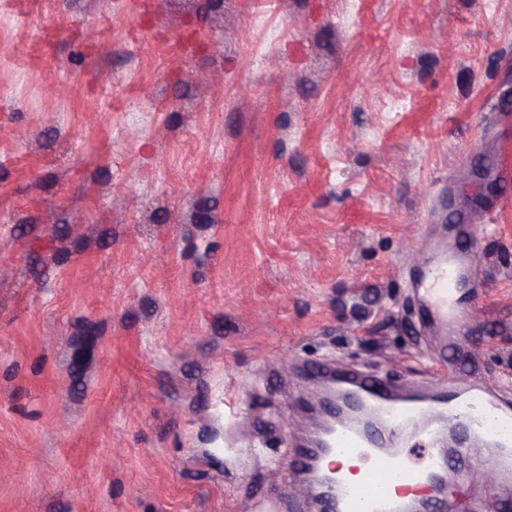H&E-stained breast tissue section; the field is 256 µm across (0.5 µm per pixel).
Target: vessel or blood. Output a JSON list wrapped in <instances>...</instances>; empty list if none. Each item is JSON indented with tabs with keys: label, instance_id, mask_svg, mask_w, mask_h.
<instances>
[{
	"label": "vessel or blood",
	"instance_id": "vessel-or-blood-1",
	"mask_svg": "<svg viewBox=\"0 0 512 512\" xmlns=\"http://www.w3.org/2000/svg\"><path fill=\"white\" fill-rule=\"evenodd\" d=\"M472 265L470 252H442L422 260L410 282L427 325L438 336L444 338L450 327L468 317L459 292ZM447 351L443 342L430 363L440 386L429 396L404 395L387 377L329 366L328 380L366 420L384 422L385 434L406 437L424 454L410 460L378 447L374 436L337 423L323 437L324 453L306 448L292 458L300 471L316 457L323 468L333 469L336 496L325 501L326 512H406L410 496L418 492L425 495L427 512H436L437 501L426 490L445 466L472 472L489 464L512 465V407L483 390L452 395Z\"/></svg>",
	"mask_w": 512,
	"mask_h": 512
}]
</instances>
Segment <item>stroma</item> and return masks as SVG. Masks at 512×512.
<instances>
[{
  "mask_svg": "<svg viewBox=\"0 0 512 512\" xmlns=\"http://www.w3.org/2000/svg\"><path fill=\"white\" fill-rule=\"evenodd\" d=\"M443 224L512 401V0H0V512H317L301 370L434 390Z\"/></svg>",
  "mask_w": 512,
  "mask_h": 512,
  "instance_id": "stroma-1",
  "label": "stroma"
}]
</instances>
